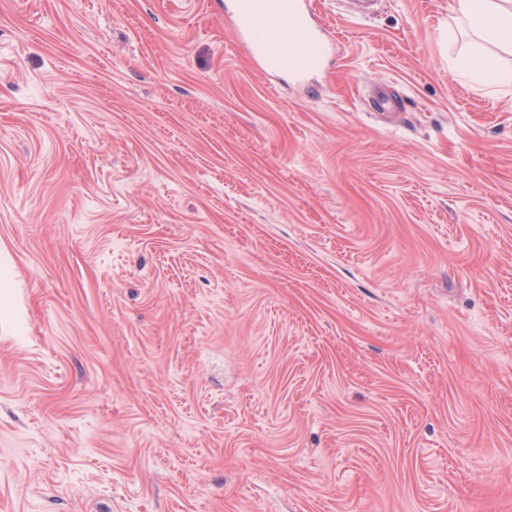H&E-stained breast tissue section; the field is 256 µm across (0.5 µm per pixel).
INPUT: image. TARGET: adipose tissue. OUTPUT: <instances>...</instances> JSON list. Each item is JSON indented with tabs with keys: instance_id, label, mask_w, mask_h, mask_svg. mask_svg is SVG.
I'll return each instance as SVG.
<instances>
[{
	"instance_id": "ef3b65f1",
	"label": "adipose tissue",
	"mask_w": 512,
	"mask_h": 512,
	"mask_svg": "<svg viewBox=\"0 0 512 512\" xmlns=\"http://www.w3.org/2000/svg\"><path fill=\"white\" fill-rule=\"evenodd\" d=\"M458 13L461 21L491 49L486 52L463 44L457 65L481 84L512 86V67L498 56L502 50L512 52V0H458Z\"/></svg>"
}]
</instances>
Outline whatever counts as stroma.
Wrapping results in <instances>:
<instances>
[{"instance_id":"stroma-1","label":"stroma","mask_w":512,"mask_h":512,"mask_svg":"<svg viewBox=\"0 0 512 512\" xmlns=\"http://www.w3.org/2000/svg\"><path fill=\"white\" fill-rule=\"evenodd\" d=\"M308 2L0 0V512H512V88ZM236 39L262 71L301 80L326 60L331 43L306 0H232Z\"/></svg>"}]
</instances>
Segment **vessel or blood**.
I'll return each mask as SVG.
<instances>
[{"mask_svg":"<svg viewBox=\"0 0 512 512\" xmlns=\"http://www.w3.org/2000/svg\"><path fill=\"white\" fill-rule=\"evenodd\" d=\"M236 39L261 70L303 79L326 60L331 43L316 25L307 0H233Z\"/></svg>","mask_w":512,"mask_h":512,"instance_id":"1","label":"vessel or blood"}]
</instances>
